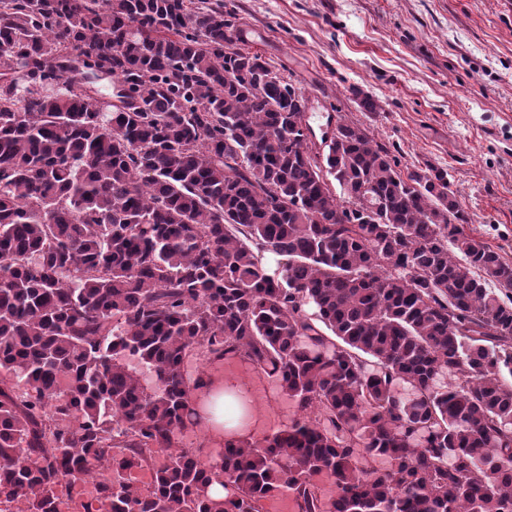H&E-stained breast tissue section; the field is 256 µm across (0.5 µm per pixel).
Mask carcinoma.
<instances>
[{
  "label": "carcinoma",
  "instance_id": "carcinoma-1",
  "mask_svg": "<svg viewBox=\"0 0 512 512\" xmlns=\"http://www.w3.org/2000/svg\"><path fill=\"white\" fill-rule=\"evenodd\" d=\"M231 17L0 0V512H266L284 491L292 512H512V262L465 232L447 170H398L353 122L316 136ZM79 57L128 101L73 79ZM197 349L194 386L235 359L279 381L288 426L182 446Z\"/></svg>",
  "mask_w": 512,
  "mask_h": 512
}]
</instances>
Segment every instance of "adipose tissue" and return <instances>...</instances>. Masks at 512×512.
Listing matches in <instances>:
<instances>
[{"mask_svg": "<svg viewBox=\"0 0 512 512\" xmlns=\"http://www.w3.org/2000/svg\"><path fill=\"white\" fill-rule=\"evenodd\" d=\"M191 398L200 415L198 426L205 434L207 448L219 450L225 436L248 437L258 428L260 414L255 398L236 379L212 377L209 386L192 391Z\"/></svg>", "mask_w": 512, "mask_h": 512, "instance_id": "1", "label": "adipose tissue"}]
</instances>
